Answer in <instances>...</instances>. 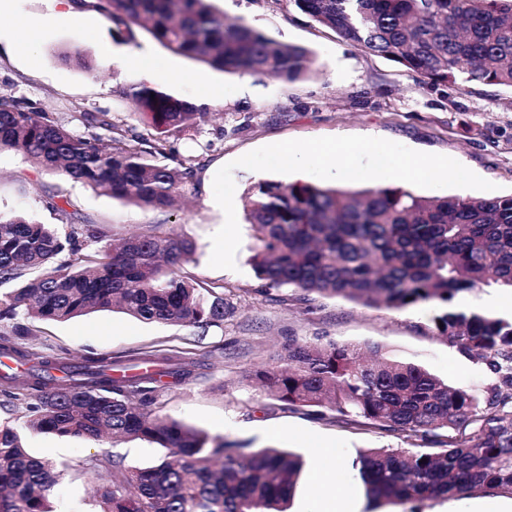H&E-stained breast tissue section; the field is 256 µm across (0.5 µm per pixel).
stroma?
Returning <instances> with one entry per match:
<instances>
[{
  "mask_svg": "<svg viewBox=\"0 0 512 512\" xmlns=\"http://www.w3.org/2000/svg\"><path fill=\"white\" fill-rule=\"evenodd\" d=\"M231 19H243L274 40L313 52L319 71L285 83L211 67L175 55L145 33L135 42L113 31L100 14L81 10L74 26L45 22L49 0H14L0 15V94L23 98L52 113L75 133L85 134L83 114L105 113L130 119L125 90L142 78L194 101L209 90L210 117L194 138L178 140L183 155H198L202 168L185 190V203L169 212L142 211L110 196L68 182L38 168L20 153L0 152V211L27 213L43 223L58 221L45 200L64 196L83 216L109 235L126 237L157 227L191 242L192 261L184 275L206 288H222L230 307L223 322L198 328L136 320L120 311L101 310L61 322H29L25 347L33 352L79 362L92 353L115 356L159 350L203 361L195 377L158 390L163 416L180 421L228 444L276 446L295 452L324 443L350 458L371 446L396 445L377 430L352 431L305 411L273 405L247 374L275 365L289 339L321 337L354 344L377 343L419 363L456 387L485 394L493 381L489 368L439 336L433 305L395 310L368 307L340 297L304 300L301 290L266 286L254 274L252 240L241 195L268 180L265 172L236 168L234 200L241 245L232 270L209 265L210 237L224 223L216 204L213 178L225 164L265 145L330 136L384 138L410 149L451 157L495 184V196H512V90L463 82L428 83L403 72L383 57L365 53L289 5L288 0H218ZM34 22L31 52L16 50L12 29L19 20ZM82 60H67L73 48ZM145 50L152 71L135 61L117 62L130 48ZM25 444L36 456L64 471L50 504L54 512H99L94 495L96 458L112 454L129 469L157 464L164 450L141 440L112 443L29 432Z\"/></svg>",
  "mask_w": 512,
  "mask_h": 512,
  "instance_id": "35a3bbf8",
  "label": "stroma"
}]
</instances>
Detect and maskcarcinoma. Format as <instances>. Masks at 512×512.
<instances>
[{"label": "carcinoma", "mask_w": 512, "mask_h": 512, "mask_svg": "<svg viewBox=\"0 0 512 512\" xmlns=\"http://www.w3.org/2000/svg\"><path fill=\"white\" fill-rule=\"evenodd\" d=\"M350 44L430 81L512 88V0H291ZM130 39L141 29L171 52L224 72L274 74L288 83L314 72L310 52L275 41L243 20L229 22L214 0H78ZM125 96L147 129L84 114L73 134L31 102L0 96V151H18L121 204L166 211L194 181L189 154L171 167V137L198 131L205 109L147 78ZM253 269L270 287L342 297L368 306L431 303L432 321L496 375L487 396L448 385L379 344L288 342L286 353L248 379L271 400L351 429H376L407 447L367 448L357 458L369 509L420 512L419 503L490 490L512 496V319L457 309L475 288H512V196L426 197L394 184L360 192L268 180L244 193ZM47 208L43 224L0 212V352L25 364L0 377L20 402L27 428L60 437L139 439L167 450L155 466L130 470L105 454L95 463L102 512H285L305 461L279 448H230L158 414L156 384L179 383L195 362L144 352L90 355L74 366L19 346L17 317L62 321L118 308L136 319L205 327L224 321V294L182 275L194 246L155 232L119 243L77 205ZM57 466L31 455L17 429L0 425V512H52Z\"/></svg>", "instance_id": "carcinoma-1"}]
</instances>
